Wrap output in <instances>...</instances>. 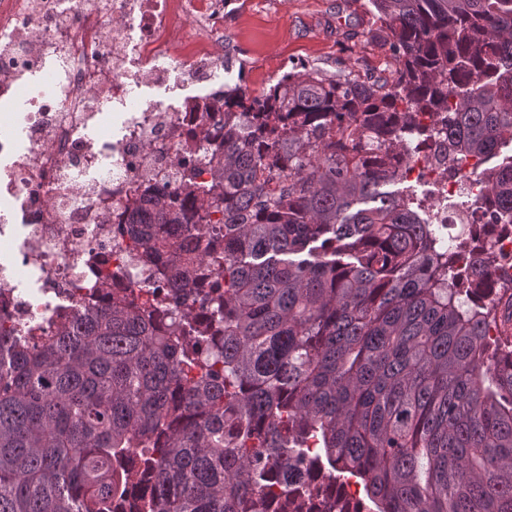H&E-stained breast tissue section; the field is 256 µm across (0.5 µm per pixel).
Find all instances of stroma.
<instances>
[{"label": "stroma", "instance_id": "stroma-1", "mask_svg": "<svg viewBox=\"0 0 512 512\" xmlns=\"http://www.w3.org/2000/svg\"><path fill=\"white\" fill-rule=\"evenodd\" d=\"M364 0H227L224 35L235 55L224 82L261 94L292 68L390 76L395 62Z\"/></svg>", "mask_w": 512, "mask_h": 512}]
</instances>
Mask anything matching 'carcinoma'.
I'll return each instance as SVG.
<instances>
[{"label": "carcinoma", "mask_w": 512, "mask_h": 512, "mask_svg": "<svg viewBox=\"0 0 512 512\" xmlns=\"http://www.w3.org/2000/svg\"><path fill=\"white\" fill-rule=\"evenodd\" d=\"M369 3L390 77L224 90L212 181L120 227L164 294L0 331V512H512V290L399 172L446 112L512 225V0Z\"/></svg>", "instance_id": "1"}]
</instances>
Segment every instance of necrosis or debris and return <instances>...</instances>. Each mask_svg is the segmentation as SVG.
<instances>
[{
	"label": "necrosis or debris",
	"instance_id": "4bbe7bcc",
	"mask_svg": "<svg viewBox=\"0 0 512 512\" xmlns=\"http://www.w3.org/2000/svg\"><path fill=\"white\" fill-rule=\"evenodd\" d=\"M224 55V0H0V321L45 326L107 301L95 282L121 264L130 201L145 213L156 187L210 180L199 133L224 118ZM422 122L406 182L429 187L433 223L488 243L494 280L512 284V226L488 224L479 164L449 161L439 113Z\"/></svg>",
	"mask_w": 512,
	"mask_h": 512
}]
</instances>
